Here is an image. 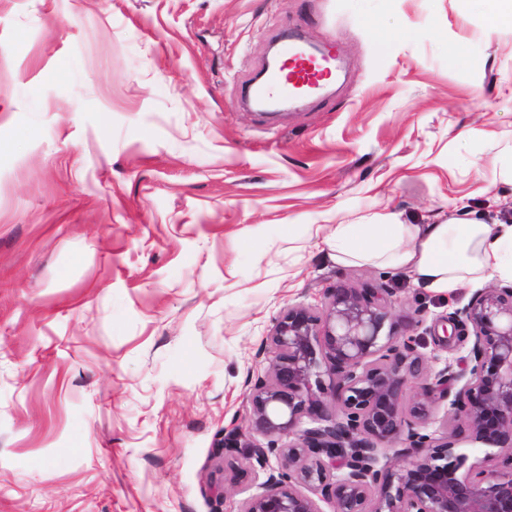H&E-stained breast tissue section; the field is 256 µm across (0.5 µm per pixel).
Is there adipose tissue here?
Instances as JSON below:
<instances>
[{
    "label": "adipose tissue",
    "mask_w": 512,
    "mask_h": 512,
    "mask_svg": "<svg viewBox=\"0 0 512 512\" xmlns=\"http://www.w3.org/2000/svg\"><path fill=\"white\" fill-rule=\"evenodd\" d=\"M337 264H369L412 277L419 287L451 292L489 271L512 275V225L452 219L444 224L337 225L325 240Z\"/></svg>",
    "instance_id": "adipose-tissue-1"
}]
</instances>
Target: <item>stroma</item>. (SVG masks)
<instances>
[{
	"instance_id": "1",
	"label": "stroma",
	"mask_w": 512,
	"mask_h": 512,
	"mask_svg": "<svg viewBox=\"0 0 512 512\" xmlns=\"http://www.w3.org/2000/svg\"><path fill=\"white\" fill-rule=\"evenodd\" d=\"M473 0H0V512H240L281 461L245 426L286 308L372 281L429 371L450 293L336 264L325 237L389 213L512 225V25ZM295 28L336 48L317 101L244 89ZM465 57L458 64L449 47ZM460 475L503 449L454 422Z\"/></svg>"
}]
</instances>
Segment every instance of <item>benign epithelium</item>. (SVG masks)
Listing matches in <instances>:
<instances>
[{
    "label": "benign epithelium",
    "mask_w": 512,
    "mask_h": 512,
    "mask_svg": "<svg viewBox=\"0 0 512 512\" xmlns=\"http://www.w3.org/2000/svg\"><path fill=\"white\" fill-rule=\"evenodd\" d=\"M388 295L374 283L337 288L320 312L292 306L278 317L261 349L268 368L250 389L245 427L267 446L243 447L233 431L217 449L261 467L272 455L282 461L240 512H322L300 484L332 512H512V286L484 288L448 317L442 342L468 343L469 353L434 374L418 337L398 330ZM421 379V392L406 396ZM443 401L448 419H467L472 440L509 450L501 469L458 475L455 432H425ZM306 418L315 426L302 427ZM395 443L414 460L393 471L379 466V450Z\"/></svg>",
    "instance_id": "7a95c632"
}]
</instances>
